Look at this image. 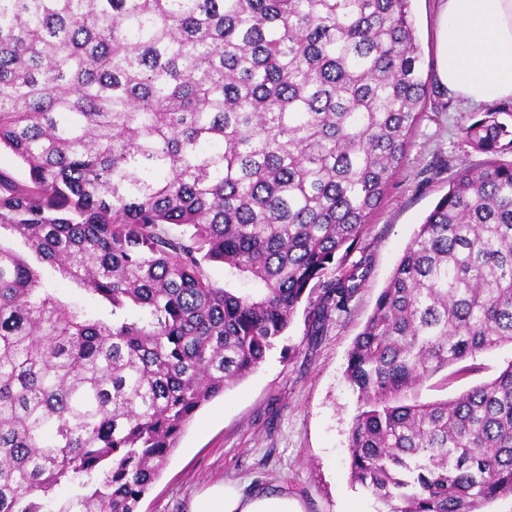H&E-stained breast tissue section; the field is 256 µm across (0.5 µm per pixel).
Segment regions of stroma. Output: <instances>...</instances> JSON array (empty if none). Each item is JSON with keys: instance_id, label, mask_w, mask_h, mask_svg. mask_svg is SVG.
Wrapping results in <instances>:
<instances>
[{"instance_id": "stroma-1", "label": "stroma", "mask_w": 512, "mask_h": 512, "mask_svg": "<svg viewBox=\"0 0 512 512\" xmlns=\"http://www.w3.org/2000/svg\"><path fill=\"white\" fill-rule=\"evenodd\" d=\"M443 0H412L425 75L435 73L436 21ZM489 105L471 106L433 86L420 106L408 152L381 204L368 217L362 246L345 266L371 253L369 274L346 311L333 313L313 336L298 308L287 336L246 379L201 408L186 425L138 512H189L211 485L237 481L288 489L305 512H382V504L350 480L347 433L357 396L345 379L347 354L362 331L420 224L443 197L460 166L476 169L487 154L466 142L462 127ZM512 360V345L479 354L467 371L439 372L421 400L450 399L495 377Z\"/></svg>"}]
</instances>
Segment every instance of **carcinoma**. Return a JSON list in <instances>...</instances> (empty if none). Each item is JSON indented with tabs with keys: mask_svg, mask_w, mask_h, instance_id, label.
Wrapping results in <instances>:
<instances>
[{
	"mask_svg": "<svg viewBox=\"0 0 512 512\" xmlns=\"http://www.w3.org/2000/svg\"><path fill=\"white\" fill-rule=\"evenodd\" d=\"M411 0H0V512H137L198 410L249 376L306 295L347 309L358 246L429 92ZM462 166L348 354L350 478L385 512L512 497V112ZM224 265L252 292L217 286ZM67 280L106 314L50 287ZM67 484L72 493L54 496ZM512 360V345L479 354L466 362L469 370L452 374L459 366L448 368L434 375L420 390V400L450 399L460 392L495 377ZM448 375V380H447Z\"/></svg>",
	"mask_w": 512,
	"mask_h": 512,
	"instance_id": "cac0c4a2",
	"label": "carcinoma"
}]
</instances>
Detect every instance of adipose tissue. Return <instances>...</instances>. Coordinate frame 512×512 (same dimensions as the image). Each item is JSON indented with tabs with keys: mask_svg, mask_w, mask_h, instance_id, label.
I'll return each instance as SVG.
<instances>
[{
	"mask_svg": "<svg viewBox=\"0 0 512 512\" xmlns=\"http://www.w3.org/2000/svg\"><path fill=\"white\" fill-rule=\"evenodd\" d=\"M436 77L466 103L512 101V0H445L436 24ZM190 512H304L287 493L224 482Z\"/></svg>",
	"mask_w": 512,
	"mask_h": 512,
	"instance_id": "1",
	"label": "adipose tissue"
}]
</instances>
